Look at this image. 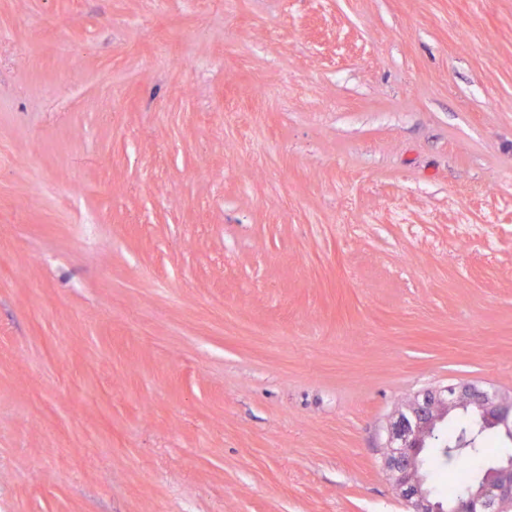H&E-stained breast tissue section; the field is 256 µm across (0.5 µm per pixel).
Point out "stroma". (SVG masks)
Instances as JSON below:
<instances>
[{"label": "stroma", "mask_w": 512, "mask_h": 512, "mask_svg": "<svg viewBox=\"0 0 512 512\" xmlns=\"http://www.w3.org/2000/svg\"><path fill=\"white\" fill-rule=\"evenodd\" d=\"M464 381L512 391V0H0V512H405L387 420Z\"/></svg>", "instance_id": "35a3bbf8"}]
</instances>
